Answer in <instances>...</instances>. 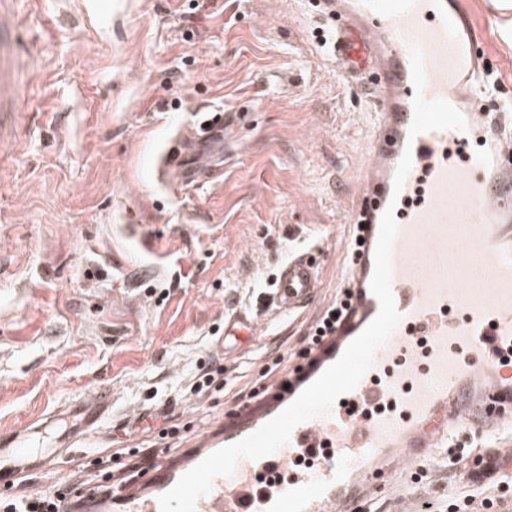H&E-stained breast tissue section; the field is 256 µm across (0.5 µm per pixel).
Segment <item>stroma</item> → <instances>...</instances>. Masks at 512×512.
<instances>
[{
    "label": "stroma",
    "mask_w": 512,
    "mask_h": 512,
    "mask_svg": "<svg viewBox=\"0 0 512 512\" xmlns=\"http://www.w3.org/2000/svg\"><path fill=\"white\" fill-rule=\"evenodd\" d=\"M17 0L11 45L20 100L0 112V438L25 439L44 491L80 456L67 402L108 389L111 457L171 418V453L223 424L269 363L289 356L315 311L273 320L226 359L228 389L188 383L219 356L224 311L290 253L318 246L323 293L342 284L354 172L374 104L315 43L313 0ZM492 72L491 111L512 113V0H461ZM242 118L184 158L216 178L177 185L169 144L214 113ZM252 268L245 279L243 268ZM166 289L163 303L147 296Z\"/></svg>",
    "instance_id": "1"
}]
</instances>
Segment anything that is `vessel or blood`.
Wrapping results in <instances>:
<instances>
[{
  "instance_id": "vessel-or-blood-1",
  "label": "vessel or blood",
  "mask_w": 512,
  "mask_h": 512,
  "mask_svg": "<svg viewBox=\"0 0 512 512\" xmlns=\"http://www.w3.org/2000/svg\"><path fill=\"white\" fill-rule=\"evenodd\" d=\"M334 27L323 48L338 72L377 103L366 163L356 173L350 213L360 248L352 254L353 311L337 335L301 371L312 383L379 312L370 288L381 219L395 204L398 234L391 289L402 320L374 355L357 387L329 415L298 425L289 442L257 460H241L216 478L196 512H351L355 500L390 484L392 465L426 460L459 436L512 432V368L499 353L512 343V114L488 112L484 56L473 47L468 17L452 0H316ZM424 55L427 100L460 107L466 130L410 136L414 87L410 47ZM224 114L176 140L164 168L181 172L200 139L215 136ZM412 166L401 193L393 182L404 151ZM320 278L313 250L289 256L262 310L224 315V337L242 343L261 335L262 314L292 315L312 308ZM259 402L225 421L220 432L189 452L162 458L149 481L118 490L82 491L68 512H160L158 498L211 453L255 432L296 398L279 381L264 384ZM90 434L112 417L103 389L77 404ZM23 448L0 447V489L21 473ZM312 465L298 473V458Z\"/></svg>"
}]
</instances>
